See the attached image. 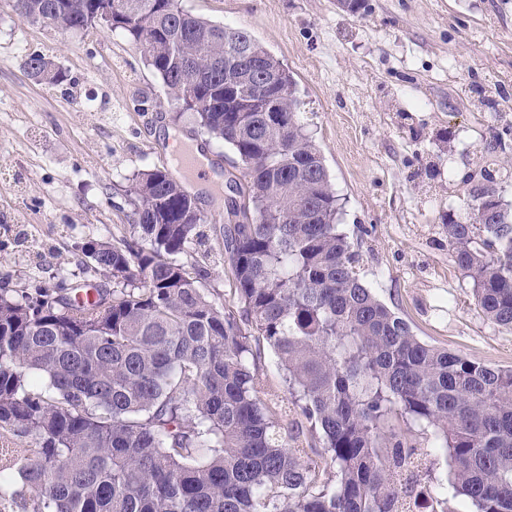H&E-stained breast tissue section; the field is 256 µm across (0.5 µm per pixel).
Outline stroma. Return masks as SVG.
Returning a JSON list of instances; mask_svg holds the SVG:
<instances>
[{"label":"stroma","instance_id":"1","mask_svg":"<svg viewBox=\"0 0 512 512\" xmlns=\"http://www.w3.org/2000/svg\"><path fill=\"white\" fill-rule=\"evenodd\" d=\"M194 15L247 30L288 68L301 119L339 198L340 222L368 288L422 340L512 368V330L488 320L442 232L472 187L494 178L512 205V0H183ZM40 51L63 66L71 95L23 66ZM95 97L97 111L77 101ZM235 158L179 113L140 46L118 31L22 21L0 0V285L48 288L89 279L92 240L133 235L132 180L169 167L171 138ZM205 238L190 260L203 285L229 294L210 256L223 199L201 196ZM271 412L289 399L268 347L254 362Z\"/></svg>","mask_w":512,"mask_h":512}]
</instances>
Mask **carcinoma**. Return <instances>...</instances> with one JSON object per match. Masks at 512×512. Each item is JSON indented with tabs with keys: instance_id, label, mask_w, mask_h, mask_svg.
<instances>
[{
	"instance_id": "obj_1",
	"label": "carcinoma",
	"mask_w": 512,
	"mask_h": 512,
	"mask_svg": "<svg viewBox=\"0 0 512 512\" xmlns=\"http://www.w3.org/2000/svg\"><path fill=\"white\" fill-rule=\"evenodd\" d=\"M12 7L29 23L148 41L144 60L170 100L206 101L191 115L243 175L223 228L234 309L182 260L204 215L159 167L131 189L137 235L89 244L104 280L0 288V430L24 457L18 468L0 461V500L15 496V468L33 512H418L425 493L429 512H447L424 452L392 423L405 416L432 428V450L450 457L455 494L474 512H512V368L425 342L363 283L282 62L182 0ZM24 67L51 88L69 81L39 51ZM271 70L277 125L250 111ZM443 232L483 315L512 329V208L491 175ZM260 339L287 372L294 411L320 434L313 456L258 395Z\"/></svg>"
}]
</instances>
